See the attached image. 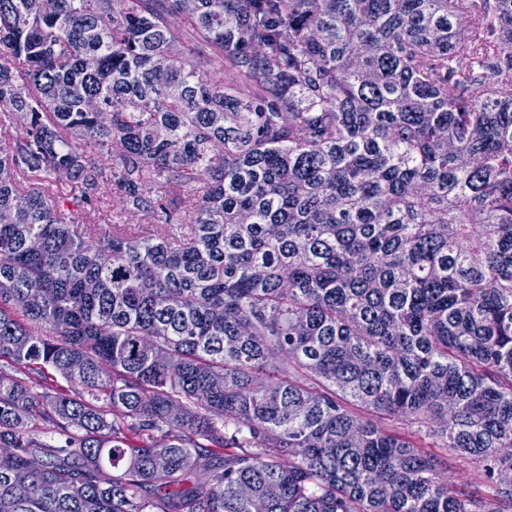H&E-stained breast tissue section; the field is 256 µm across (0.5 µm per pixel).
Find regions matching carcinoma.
Returning a JSON list of instances; mask_svg holds the SVG:
<instances>
[{
    "instance_id": "cac0c4a2",
    "label": "carcinoma",
    "mask_w": 512,
    "mask_h": 512,
    "mask_svg": "<svg viewBox=\"0 0 512 512\" xmlns=\"http://www.w3.org/2000/svg\"><path fill=\"white\" fill-rule=\"evenodd\" d=\"M2 216L0 512H512V0H0ZM98 218V219H97ZM144 217L131 214L124 213L122 205L117 197H107V201L102 204L100 208V214L96 215V220H99L100 225L104 228L108 229L112 227V224H128L130 227H146L151 228V224H145Z\"/></svg>"
}]
</instances>
